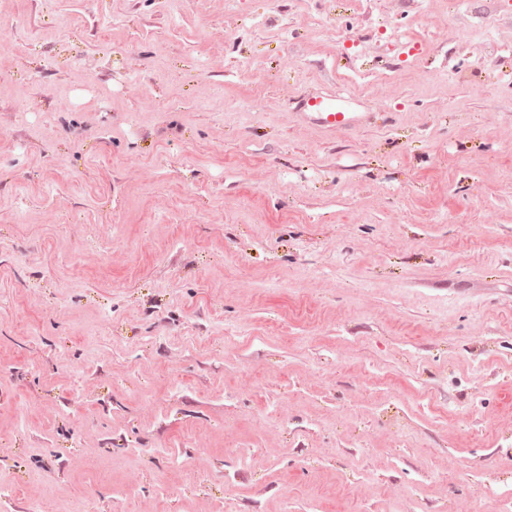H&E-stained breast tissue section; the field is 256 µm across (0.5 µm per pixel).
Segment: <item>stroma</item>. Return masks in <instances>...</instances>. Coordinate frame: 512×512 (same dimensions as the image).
<instances>
[{
  "label": "stroma",
  "mask_w": 512,
  "mask_h": 512,
  "mask_svg": "<svg viewBox=\"0 0 512 512\" xmlns=\"http://www.w3.org/2000/svg\"><path fill=\"white\" fill-rule=\"evenodd\" d=\"M0 24L5 512H512V0ZM352 96L339 94L302 95L296 107L299 118L323 129L337 131L354 129L362 125L368 112H357Z\"/></svg>",
  "instance_id": "1"
}]
</instances>
